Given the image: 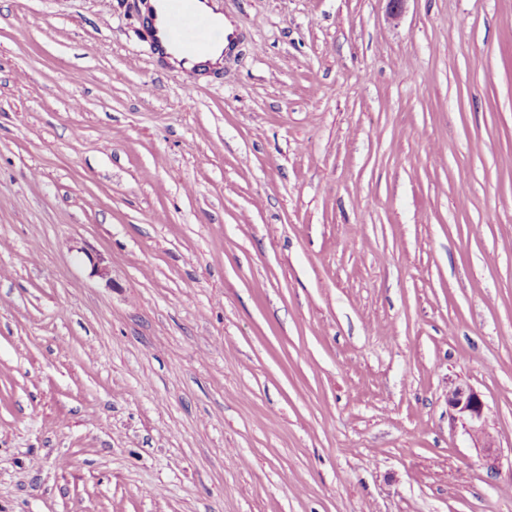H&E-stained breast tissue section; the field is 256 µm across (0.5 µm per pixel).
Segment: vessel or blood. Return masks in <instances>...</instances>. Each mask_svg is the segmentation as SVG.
<instances>
[{
  "label": "vessel or blood",
  "mask_w": 512,
  "mask_h": 512,
  "mask_svg": "<svg viewBox=\"0 0 512 512\" xmlns=\"http://www.w3.org/2000/svg\"><path fill=\"white\" fill-rule=\"evenodd\" d=\"M201 0H158L159 9L152 13L149 39L154 51H175L183 62L194 63L223 43V23L200 7Z\"/></svg>",
  "instance_id": "vessel-or-blood-1"
}]
</instances>
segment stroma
Masks as SVG:
<instances>
[{
	"label": "stroma",
	"mask_w": 512,
	"mask_h": 512,
	"mask_svg": "<svg viewBox=\"0 0 512 512\" xmlns=\"http://www.w3.org/2000/svg\"><path fill=\"white\" fill-rule=\"evenodd\" d=\"M217 4L0 0V512H512V0ZM204 0H158L159 9L152 13L149 23V39L156 53L168 55V48L182 55L180 68L195 72L201 64L196 59L208 55L224 43V25L200 8ZM217 18V19H216ZM193 64L186 68L184 64ZM448 407L453 419L460 421L468 434L479 443L490 462V469H496L498 448L486 429V403L481 393L470 386L455 387L448 393Z\"/></svg>",
	"instance_id": "35a3bbf8"
}]
</instances>
